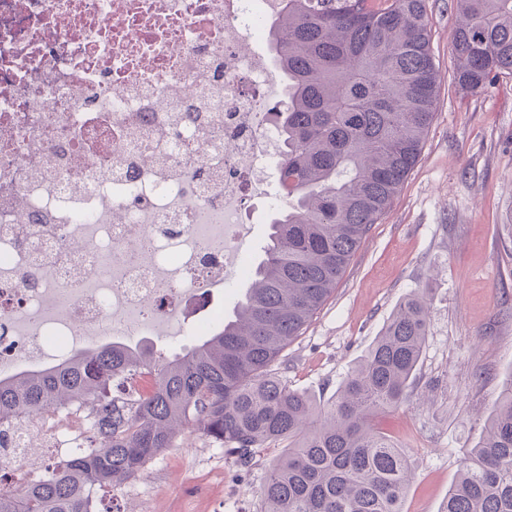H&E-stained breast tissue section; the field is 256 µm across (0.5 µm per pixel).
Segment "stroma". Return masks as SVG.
Returning a JSON list of instances; mask_svg holds the SVG:
<instances>
[{
  "label": "stroma",
  "instance_id": "35a3bbf8",
  "mask_svg": "<svg viewBox=\"0 0 512 512\" xmlns=\"http://www.w3.org/2000/svg\"><path fill=\"white\" fill-rule=\"evenodd\" d=\"M426 10L441 86L420 157L332 298L275 366L291 388L328 403L399 303L423 294L430 327L415 381L406 405L380 421L412 471L403 512H442L512 375V75L458 91L454 0H426ZM280 454L268 448L243 469L187 428L101 496L121 512H260Z\"/></svg>",
  "mask_w": 512,
  "mask_h": 512
}]
</instances>
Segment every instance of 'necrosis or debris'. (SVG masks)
Returning a JSON list of instances; mask_svg holds the SVG:
<instances>
[{"label":"necrosis or debris","instance_id":"obj_1","mask_svg":"<svg viewBox=\"0 0 512 512\" xmlns=\"http://www.w3.org/2000/svg\"><path fill=\"white\" fill-rule=\"evenodd\" d=\"M272 0H0V378L93 340L204 335L236 246L286 202ZM82 410L30 417L27 445L73 455Z\"/></svg>","mask_w":512,"mask_h":512}]
</instances>
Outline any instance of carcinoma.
<instances>
[{
	"label": "carcinoma",
	"instance_id": "cac0c4a2",
	"mask_svg": "<svg viewBox=\"0 0 512 512\" xmlns=\"http://www.w3.org/2000/svg\"><path fill=\"white\" fill-rule=\"evenodd\" d=\"M454 81L463 93L512 74V0H455ZM268 37L285 82L276 112L286 206L232 314L170 357L145 341L76 352L59 367L0 378V425L50 409L94 416L85 451L37 485L0 494V512H98L117 487L189 426L242 467L263 448L261 512H402L410 465L375 426L397 411L429 329L423 298L403 300L322 406L275 363L336 290L362 239L416 165L441 76L425 0H274ZM444 512H512V378L448 489Z\"/></svg>",
	"mask_w": 512,
	"mask_h": 512
}]
</instances>
